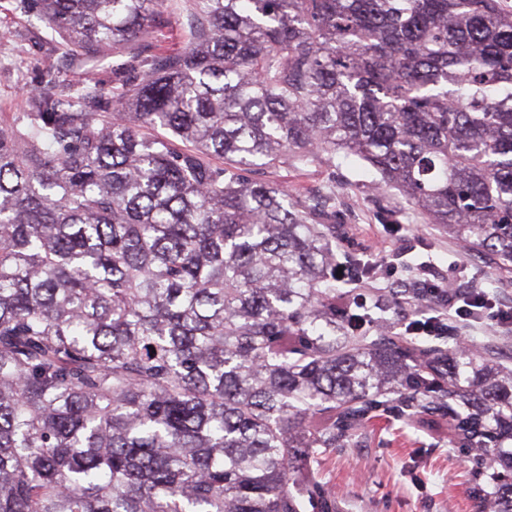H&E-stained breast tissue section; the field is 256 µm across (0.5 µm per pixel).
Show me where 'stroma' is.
Listing matches in <instances>:
<instances>
[{"instance_id":"1","label":"stroma","mask_w":512,"mask_h":512,"mask_svg":"<svg viewBox=\"0 0 512 512\" xmlns=\"http://www.w3.org/2000/svg\"><path fill=\"white\" fill-rule=\"evenodd\" d=\"M188 30L186 0H165L163 26L152 45L180 47ZM35 14L17 0H0V123L22 117L32 90L51 77L79 87L63 51L46 44ZM260 179L287 186L303 200L335 192L332 237L338 262L401 256L408 269L421 262L490 296L512 299V279L496 274L488 259L467 254L447 231L418 216H394L393 195L367 190L369 170L354 161L336 166L291 164L260 170ZM486 358L512 363V333L475 323L462 331ZM339 500V512H478L469 492L471 464L465 450L448 445V425L428 427L399 412L371 419L357 444L335 448L311 466Z\"/></svg>"}]
</instances>
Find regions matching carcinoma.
<instances>
[{
    "label": "carcinoma",
    "instance_id": "cac0c4a2",
    "mask_svg": "<svg viewBox=\"0 0 512 512\" xmlns=\"http://www.w3.org/2000/svg\"><path fill=\"white\" fill-rule=\"evenodd\" d=\"M34 2L130 76L0 126V512H337L304 473L389 405L446 412L512 512V367L352 329L332 197L255 178L355 160L512 273L504 0H190L149 55L160 0ZM164 25L153 30L146 43L177 48L183 45L188 30V11L186 0H165Z\"/></svg>",
    "mask_w": 512,
    "mask_h": 512
}]
</instances>
